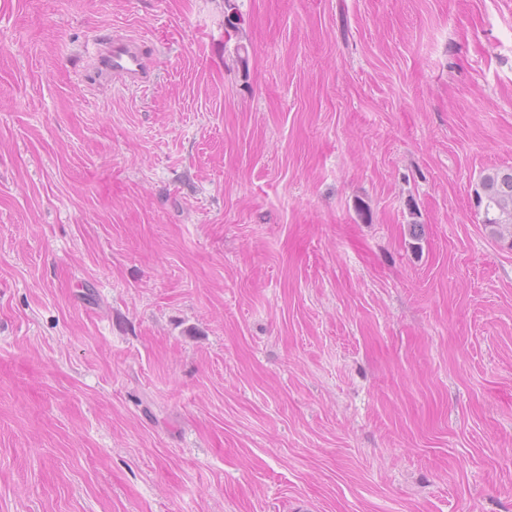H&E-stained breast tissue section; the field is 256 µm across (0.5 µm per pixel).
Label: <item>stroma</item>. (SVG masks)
I'll return each mask as SVG.
<instances>
[{"mask_svg": "<svg viewBox=\"0 0 512 512\" xmlns=\"http://www.w3.org/2000/svg\"><path fill=\"white\" fill-rule=\"evenodd\" d=\"M237 5L0 0V512H512V0ZM96 41L93 57L98 78L134 85L150 82L151 72L146 65L143 43L138 38L115 34ZM479 183L484 187L485 224H493L497 233L507 232L512 238V168L491 169L482 175Z\"/></svg>", "mask_w": 512, "mask_h": 512, "instance_id": "obj_1", "label": "stroma"}]
</instances>
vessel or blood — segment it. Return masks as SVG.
Segmentation results:
<instances>
[{
    "mask_svg": "<svg viewBox=\"0 0 512 512\" xmlns=\"http://www.w3.org/2000/svg\"><path fill=\"white\" fill-rule=\"evenodd\" d=\"M94 69L98 78L124 84L142 85L151 79L143 44L131 35L116 34L98 39Z\"/></svg>",
    "mask_w": 512,
    "mask_h": 512,
    "instance_id": "1",
    "label": "vessel or blood"
}]
</instances>
